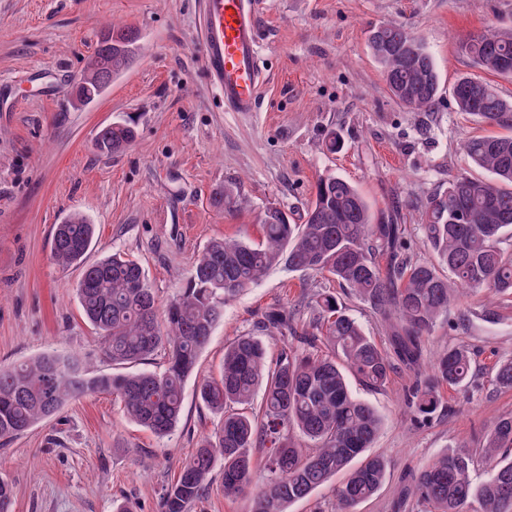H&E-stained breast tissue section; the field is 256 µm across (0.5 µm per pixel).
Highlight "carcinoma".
Instances as JSON below:
<instances>
[{"mask_svg": "<svg viewBox=\"0 0 512 512\" xmlns=\"http://www.w3.org/2000/svg\"><path fill=\"white\" fill-rule=\"evenodd\" d=\"M369 49L387 89L400 105L431 111L439 73L424 43L400 25L371 30ZM463 55L483 71L512 77V29H484L459 41ZM112 52V71L99 61ZM138 51L137 36L112 28V48L99 40L79 83L88 91L110 86ZM462 112L512 131V102L484 80L462 76L451 88ZM136 137L133 126L116 121L96 137L100 153L123 152ZM463 150L487 174L462 173L429 199L423 230L434 261L411 262L400 224H377L360 189L340 175L319 180L304 222L291 224L279 207L266 208L263 241L215 239L192 266L185 286L159 302L143 267L114 254L84 269L77 287L87 321L99 333L100 354L114 366L138 364L160 352V371L91 374L78 358L52 353L0 368V439L20 436L40 420L59 413L71 400L110 393L124 414L158 437L170 435L183 411L184 387L224 305L260 282L271 270L326 275L362 300L379 317L389 346L366 335L334 294H320L319 317L297 331L286 308L264 315L263 327L301 344L281 350L273 362L257 336H238L224 349L220 377L197 381L203 404L219 415L213 432L165 489L162 512H189L222 463L224 496L235 498L251 486L263 451L265 480L252 512H287L338 473L333 512H355L386 481L388 461L368 455L380 429L376 411L352 393L348 376L368 389H382L401 366L415 374L409 389L413 421L422 423L442 408L443 387L465 388L472 353L450 347L433 359L425 337L447 317L450 305L486 289L512 295V135L469 137ZM238 187L215 193V205L237 208ZM94 225L73 215L55 226L52 257L61 266L79 264L92 245ZM495 383L512 389V358L495 366ZM263 391L253 407L257 390ZM512 416L497 419L481 448L488 477H471L474 457L449 451L409 475L407 493L423 512H512Z\"/></svg>", "mask_w": 512, "mask_h": 512, "instance_id": "1", "label": "carcinoma"}]
</instances>
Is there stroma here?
<instances>
[{
  "label": "stroma",
  "mask_w": 512,
  "mask_h": 512,
  "mask_svg": "<svg viewBox=\"0 0 512 512\" xmlns=\"http://www.w3.org/2000/svg\"><path fill=\"white\" fill-rule=\"evenodd\" d=\"M258 49L267 80L257 111L235 112L210 82L199 52V0H0V364L44 353L91 359L112 370L84 319L76 288L82 269L51 258L54 225L74 213L95 224L85 257L138 261L161 301L183 287L195 257L213 239H262L260 214L282 208L302 223L321 177L343 176L375 213L396 211L411 261L432 259L423 242L427 199L470 171L462 142L489 126L460 112L450 89L459 76L487 79L512 101V78L474 67L457 48L490 24L512 27V0H255ZM402 24L418 36L440 74V100L416 112L395 102L368 47L372 28ZM136 32L133 61L94 103L73 88L106 30ZM124 119L136 138L123 153L99 155L93 142ZM343 147L325 148L329 133ZM242 208L212 203L225 183ZM337 294L367 335L386 344L379 318L336 281L281 267L224 307L197 372L220 374L224 348L263 335L273 307L306 328L317 294ZM468 345L475 378L443 388L444 412L426 427L407 420L399 369L383 389L351 381L383 425L373 452L390 462L387 479L356 512H394L409 472L458 446L482 447L492 421L512 416V390L493 367L512 358V302L485 321L479 298L452 304L427 340L429 356ZM219 417L184 390L182 420L164 438L127 420L103 393L68 403L56 416L0 447V477L14 491L12 512H160L163 490Z\"/></svg>",
  "instance_id": "1"
}]
</instances>
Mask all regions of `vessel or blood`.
<instances>
[{"instance_id": "obj_1", "label": "vessel or blood", "mask_w": 512, "mask_h": 512, "mask_svg": "<svg viewBox=\"0 0 512 512\" xmlns=\"http://www.w3.org/2000/svg\"><path fill=\"white\" fill-rule=\"evenodd\" d=\"M200 51L232 111L253 112L265 80L256 39L255 0H201Z\"/></svg>"}]
</instances>
